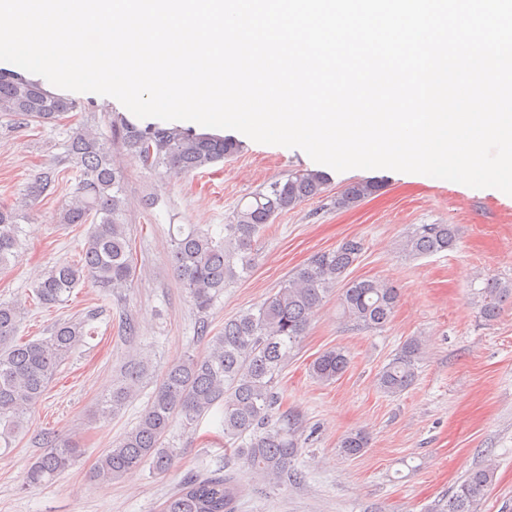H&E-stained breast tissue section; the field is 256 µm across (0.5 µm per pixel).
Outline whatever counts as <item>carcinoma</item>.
Wrapping results in <instances>:
<instances>
[{"label": "carcinoma", "instance_id": "cac0c4a2", "mask_svg": "<svg viewBox=\"0 0 512 512\" xmlns=\"http://www.w3.org/2000/svg\"><path fill=\"white\" fill-rule=\"evenodd\" d=\"M77 109L76 101L49 91L38 80L0 71V116L19 127L54 124ZM109 125L121 150L151 171L163 168L170 174H190L239 150L232 139L198 134L177 125L138 124L114 113L109 115ZM65 150L78 182L57 223L87 224L89 229L75 258L47 266L40 274L34 295L45 306L67 301L87 282L117 294L128 287L134 275L122 168L112 158L107 142L88 127L76 130ZM57 181L59 174L41 173L26 185V201L37 203ZM327 181L318 171H295L254 193L250 201L236 208L230 223L219 225L217 233L195 224L171 228V268L200 313L196 336L205 340L206 351L166 368L138 423L99 458L94 478L108 482L145 465L157 473L168 471L175 455L166 446L165 436L173 420L179 417L185 425H192L215 407L226 444L254 477L269 484L302 478L295 468L300 456L297 423L286 416L274 419L279 401L275 388L281 372L335 288H340V318L369 330L382 329L390 322L398 290L382 280L350 277V269L365 249L362 239L350 237L333 249L313 254L276 293L224 321L217 333L209 332L206 314L224 288L252 271L258 245L274 218L322 197ZM378 191L374 181H353L336 198V207L348 209ZM23 218L17 208L0 204V271L17 255ZM456 245L455 225L417 224L404 237L401 250L418 258ZM509 300L512 280L488 279L474 292L478 314L486 322L497 319ZM23 320L20 302H0V446L6 448L24 428L27 415L42 400L60 364L88 337L85 321L68 319L57 323L46 338L23 340L18 337ZM423 353L420 337L407 339L377 373V388L391 396L409 389L417 380ZM350 363V352L337 346L320 353L312 361L310 373L321 383H331ZM148 367L149 361L141 353L129 354L123 379L100 401L94 418L106 420L128 406ZM43 443L47 451L26 471L29 485L51 483L80 455L74 443H59L48 433ZM368 445L367 432L358 429L342 437L339 450L354 457ZM493 476L490 464L470 471L440 512H479L481 496ZM241 492L235 478L220 473L190 477L166 498L161 512H235Z\"/></svg>", "mask_w": 512, "mask_h": 512}]
</instances>
